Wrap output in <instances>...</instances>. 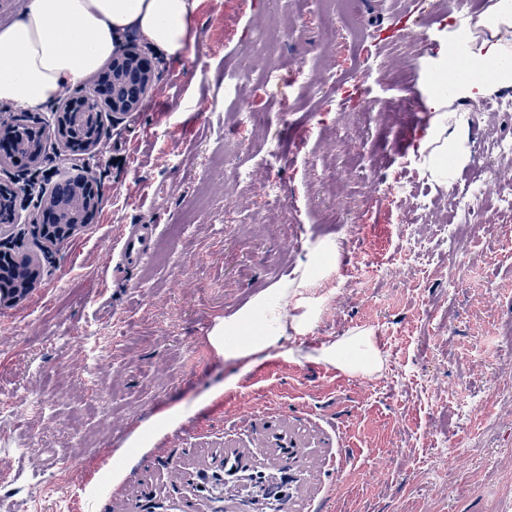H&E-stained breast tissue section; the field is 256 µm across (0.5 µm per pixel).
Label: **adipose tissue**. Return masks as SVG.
<instances>
[{
	"mask_svg": "<svg viewBox=\"0 0 512 512\" xmlns=\"http://www.w3.org/2000/svg\"><path fill=\"white\" fill-rule=\"evenodd\" d=\"M197 5L198 0H28L19 17L0 29V104L37 109L54 101L115 56L132 29L166 58L193 54ZM479 25L487 35L468 51L466 77L447 75L460 99L478 100L495 87L512 85V0H496ZM427 107L437 118L426 139L431 151L423 167L444 183L449 161L463 162L464 155L446 135L442 95H433ZM337 250L334 240H319L299 263V277L263 290L219 321L208 336L217 354L253 361L282 347L289 334L308 333L324 303L309 290L335 272ZM312 358L367 378L384 368L374 333L365 328L324 344Z\"/></svg>",
	"mask_w": 512,
	"mask_h": 512,
	"instance_id": "1",
	"label": "adipose tissue"
}]
</instances>
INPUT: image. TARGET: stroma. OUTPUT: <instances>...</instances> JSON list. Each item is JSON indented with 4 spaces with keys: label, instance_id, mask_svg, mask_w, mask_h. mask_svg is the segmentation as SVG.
<instances>
[{
    "label": "stroma",
    "instance_id": "1",
    "mask_svg": "<svg viewBox=\"0 0 512 512\" xmlns=\"http://www.w3.org/2000/svg\"><path fill=\"white\" fill-rule=\"evenodd\" d=\"M433 0H198L194 58L152 59L151 91L135 111L103 112L93 156L45 137L48 185L75 167L98 171L90 224L43 251L28 172L0 171L17 191L21 252L41 277L0 307V512H210L203 482L224 451L286 434L300 453L288 512H503L512 506V356L498 336L512 324V221L454 236L445 224H409L408 198L387 202L385 181L417 156L431 122L415 97L442 64L459 18L432 26ZM276 21L269 57L246 41ZM307 63L317 92L287 82ZM279 69L283 80L249 98L247 155L224 154L240 120L232 74ZM406 77L395 84V75ZM375 115H368V108ZM465 161L489 196L512 167L480 153L488 131L512 134V112L470 105ZM279 153L262 167L265 144ZM254 169L238 181L239 164ZM279 179L287 208L264 194ZM154 222L146 264L107 262L129 225ZM330 238L338 272L321 289L319 321L251 365L224 359L207 336L260 291L292 278L309 248ZM456 253L459 268L448 266ZM360 282H347L351 269ZM372 329L381 376L348 375L292 357ZM176 405L187 412L144 448L121 455L142 424Z\"/></svg>",
    "mask_w": 512,
    "mask_h": 512
}]
</instances>
